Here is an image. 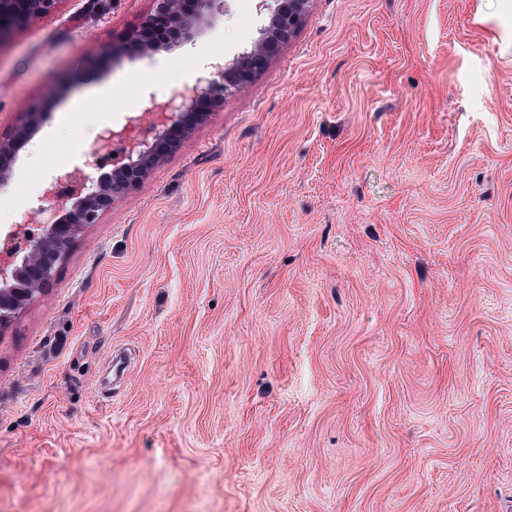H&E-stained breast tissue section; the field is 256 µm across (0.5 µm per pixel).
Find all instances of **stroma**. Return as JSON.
Wrapping results in <instances>:
<instances>
[{"mask_svg": "<svg viewBox=\"0 0 512 512\" xmlns=\"http://www.w3.org/2000/svg\"><path fill=\"white\" fill-rule=\"evenodd\" d=\"M257 4L117 61L154 0L14 30L0 235ZM511 4L311 0L0 330V512H512ZM46 119L44 112H28L26 123L17 131L16 135L0 140V186L2 187L10 177L12 166L17 160L18 152L25 142L33 136Z\"/></svg>", "mask_w": 512, "mask_h": 512, "instance_id": "obj_1", "label": "stroma"}]
</instances>
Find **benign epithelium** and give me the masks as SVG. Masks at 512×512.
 I'll use <instances>...</instances> for the list:
<instances>
[{"label": "benign epithelium", "instance_id": "7a95c632", "mask_svg": "<svg viewBox=\"0 0 512 512\" xmlns=\"http://www.w3.org/2000/svg\"><path fill=\"white\" fill-rule=\"evenodd\" d=\"M60 0H0V42L13 30L33 19L52 14ZM310 0H259V11L268 15L259 37L230 59L209 62L188 92H179L167 102L151 95L143 112H160L153 123L154 140L128 144L126 161L95 179L82 172L67 176L76 183L66 196L51 183L44 191L53 217L34 225L23 234L20 230L6 235L0 245V296L23 302L40 296L52 284L56 256L63 255L77 234L99 216L112 209L124 193L141 184L149 172L189 133L191 126L206 116L209 107L228 95L249 87L301 25ZM223 12V0H155L153 10L126 42L127 48L113 50V55L143 54L158 49L172 50L190 40L202 23L214 21ZM46 119L43 112H30L16 135L0 140V186L10 177L18 152ZM120 132L104 129L89 146L90 164H98L102 148Z\"/></svg>", "mask_w": 512, "mask_h": 512}]
</instances>
